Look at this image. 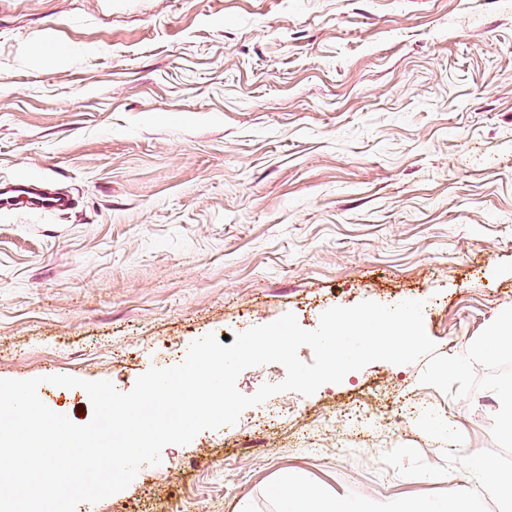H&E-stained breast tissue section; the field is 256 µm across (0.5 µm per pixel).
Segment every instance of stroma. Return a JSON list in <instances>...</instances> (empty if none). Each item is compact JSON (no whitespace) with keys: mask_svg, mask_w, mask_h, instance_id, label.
I'll return each mask as SVG.
<instances>
[{"mask_svg":"<svg viewBox=\"0 0 512 512\" xmlns=\"http://www.w3.org/2000/svg\"><path fill=\"white\" fill-rule=\"evenodd\" d=\"M27 178L77 205L0 213V378H42L73 423L87 393L46 376L127 392L288 312L312 330L420 300L463 354L512 307V0H0V183ZM423 368L275 394L296 421L247 431L244 410L76 512H276L283 475L369 507L440 497L382 454L495 449L500 401ZM368 388L376 426L337 444L326 422ZM401 400L438 415L395 422Z\"/></svg>","mask_w":512,"mask_h":512,"instance_id":"35a3bbf8","label":"stroma"}]
</instances>
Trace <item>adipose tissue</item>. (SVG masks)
<instances>
[{"mask_svg":"<svg viewBox=\"0 0 512 512\" xmlns=\"http://www.w3.org/2000/svg\"><path fill=\"white\" fill-rule=\"evenodd\" d=\"M465 470L467 476L463 479L452 472L439 475V482L448 486L443 497L388 504L380 512H473V500L479 493L512 501V484L502 482L499 464L494 458L471 457ZM270 494L278 502L279 512H357L353 506L336 501L305 479H281L273 484Z\"/></svg>","mask_w":512,"mask_h":512,"instance_id":"ef3b65f1","label":"adipose tissue"}]
</instances>
